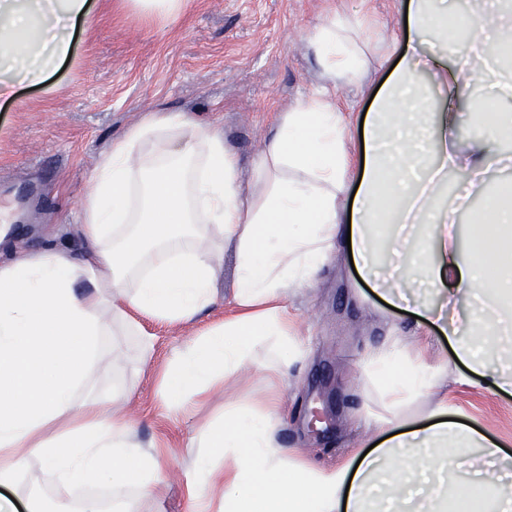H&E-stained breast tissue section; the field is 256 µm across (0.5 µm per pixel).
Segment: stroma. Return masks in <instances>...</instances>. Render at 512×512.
Instances as JSON below:
<instances>
[{
	"instance_id": "obj_1",
	"label": "stroma",
	"mask_w": 512,
	"mask_h": 512,
	"mask_svg": "<svg viewBox=\"0 0 512 512\" xmlns=\"http://www.w3.org/2000/svg\"><path fill=\"white\" fill-rule=\"evenodd\" d=\"M407 0H186L173 18L133 11L124 0H93L90 21L76 35L73 62L57 68L50 88H24L0 102V209L11 215L10 244L39 251L46 242L79 251L78 203L90 186L97 156L146 113L181 112L224 132V144L249 172L273 131L276 113L310 98L320 84L311 42L337 9L368 16L385 41L402 37ZM396 64L383 58L360 85L340 88L336 102L352 125L361 120ZM307 350L280 386L287 416L277 438L289 452L332 468L373 439L362 423L359 364L390 334L448 342L412 314L385 309L348 259L326 267L292 302ZM221 318L204 313L189 330L152 325L154 358L166 362ZM157 375L138 371L133 345L104 350L88 388L132 385L127 411L144 442L160 447L167 484L144 512H195L183 490L199 453L191 439L223 415L225 399L267 391L264 373L241 371L227 394L172 410L157 394ZM448 400L461 422L482 430L512 453V395L457 383Z\"/></svg>"
}]
</instances>
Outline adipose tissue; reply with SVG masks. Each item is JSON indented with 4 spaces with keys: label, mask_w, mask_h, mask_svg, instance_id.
Wrapping results in <instances>:
<instances>
[{
    "label": "adipose tissue",
    "mask_w": 512,
    "mask_h": 512,
    "mask_svg": "<svg viewBox=\"0 0 512 512\" xmlns=\"http://www.w3.org/2000/svg\"><path fill=\"white\" fill-rule=\"evenodd\" d=\"M472 0L449 17L443 0H409L399 61L352 142L337 84L357 83L376 53L366 23L332 12L315 40L324 82L279 116L249 180L220 129L180 112L152 114L100 153L79 205L80 254L15 250L0 262V487L17 488L39 455L58 491L107 482L113 512L158 498L157 448L123 412L122 389L83 395L103 339L134 336L149 368L146 322H193L223 307L222 324L158 373L175 407L203 402L246 366L287 377L305 353L289 303L322 269L351 255L391 307L448 340L427 357L387 337L361 363L363 420L378 441L333 468L281 448V402L265 392L199 433L185 477L200 512H507L512 483L498 443L454 421L449 385L473 373L512 392V26ZM91 0H0V99L40 85L73 53ZM476 130L458 149L457 112ZM467 182L448 191V173ZM495 195L458 214L489 173ZM232 248L236 288L216 283ZM426 401L423 424L410 409ZM381 410H374V402Z\"/></svg>",
    "instance_id": "1"
}]
</instances>
